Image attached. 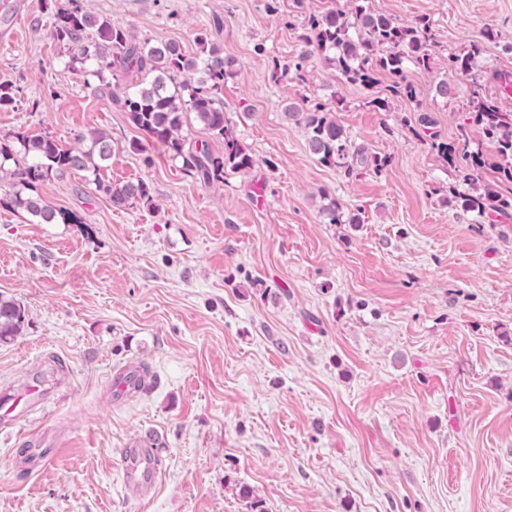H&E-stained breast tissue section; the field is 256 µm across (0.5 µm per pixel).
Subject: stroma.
<instances>
[{
    "instance_id": "stroma-1",
    "label": "stroma",
    "mask_w": 512,
    "mask_h": 512,
    "mask_svg": "<svg viewBox=\"0 0 512 512\" xmlns=\"http://www.w3.org/2000/svg\"><path fill=\"white\" fill-rule=\"evenodd\" d=\"M136 39L186 53L201 27L240 61L224 110L254 159L207 186L133 127L68 66L50 36V0H23L18 36L0 43V82L25 102L0 134L107 131L104 180L144 179L153 204L114 208L81 175L43 182L76 224H35L0 208V292L25 309L0 346V382L66 364L68 384L13 429L0 428V512H512V215L477 221L467 184L432 147L421 114L451 140L474 87L512 112V0H369L378 13L429 21L431 73L415 102L341 81L313 58L307 82L273 66L302 51L291 30L334 0H85ZM221 28H214V18ZM469 75L448 67L482 32ZM454 87L435 98L439 79ZM337 103L351 139L388 158L347 177L307 149L288 103ZM151 163H144V156ZM344 223L320 216V190ZM358 224H350V217ZM262 280L264 291L253 283ZM147 367L145 394L117 399L111 371ZM57 448L35 470L19 435ZM159 442L162 470L126 489L119 451Z\"/></svg>"
}]
</instances>
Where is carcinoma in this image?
<instances>
[{
  "instance_id": "cac0c4a2",
  "label": "carcinoma",
  "mask_w": 512,
  "mask_h": 512,
  "mask_svg": "<svg viewBox=\"0 0 512 512\" xmlns=\"http://www.w3.org/2000/svg\"><path fill=\"white\" fill-rule=\"evenodd\" d=\"M351 2L348 12L331 9L295 28L303 51L288 70L306 82L308 58L316 54L348 83L372 89L384 78L390 95L414 100L416 89L408 79V65L421 73L431 72L436 40L430 23L425 19L398 23L368 9L363 0ZM50 36L67 47L69 65L84 83L97 79L99 91L120 104L130 123L151 143L162 146L183 173L210 186L224 180L226 167L246 172L254 166L224 112V82L237 72L239 60L212 42L206 30L195 31L198 51L189 57L171 41L135 40L124 24L89 11L84 0H62L52 14ZM492 37V32L485 31L463 53L451 55L449 68L461 74L470 72L482 52L483 39ZM186 72L197 78L180 79ZM20 101L19 88L0 83L1 110L13 109ZM285 114L304 124L309 152L324 166L350 177L362 167L379 172L388 165L387 158L369 155L355 144L321 102L305 109L290 103ZM193 122L224 143L223 154L189 143L188 127ZM469 122L479 126L494 146L497 162L492 164L461 147ZM75 140L78 146L71 147L49 133L0 135V205L23 212L38 224H77L79 218L50 204L40 186L50 178L78 172L83 173L86 185L108 196L115 207L137 202L152 205L146 181L112 184L102 179L100 171L112 158V138L107 132L92 130L76 135ZM433 148L448 167H464V181L471 191L457 197L466 211L480 219L512 214V112L501 110L477 91L473 111L459 125L457 139L435 140ZM489 167L496 173L494 185L480 183L482 172ZM320 196L327 201L320 211L324 223H345L330 193L325 190ZM24 320L20 302L0 293V345L14 341Z\"/></svg>"
}]
</instances>
